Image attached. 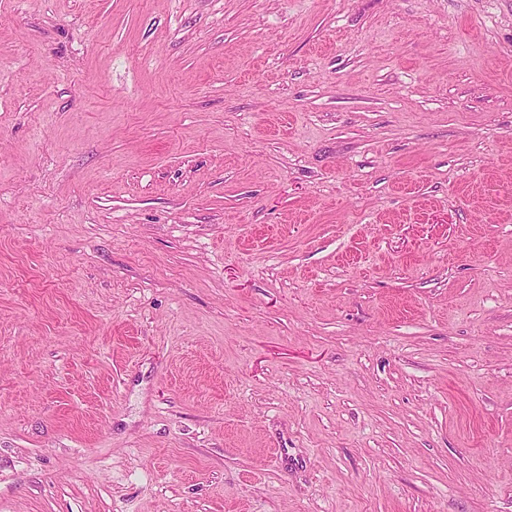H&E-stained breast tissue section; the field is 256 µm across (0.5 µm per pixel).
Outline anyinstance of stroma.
Listing matches in <instances>:
<instances>
[{
	"instance_id": "stroma-1",
	"label": "stroma",
	"mask_w": 512,
	"mask_h": 512,
	"mask_svg": "<svg viewBox=\"0 0 512 512\" xmlns=\"http://www.w3.org/2000/svg\"><path fill=\"white\" fill-rule=\"evenodd\" d=\"M0 512H512V0H0Z\"/></svg>"
}]
</instances>
